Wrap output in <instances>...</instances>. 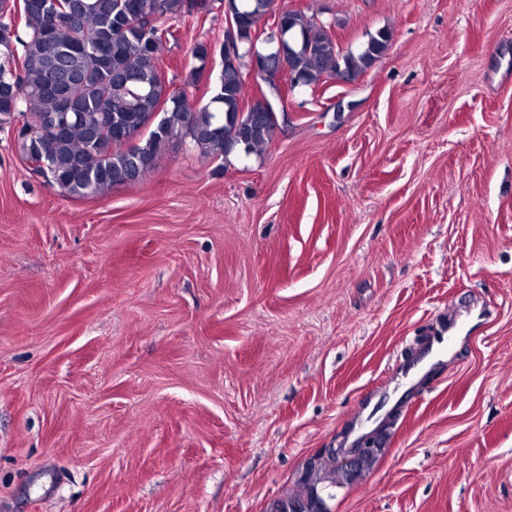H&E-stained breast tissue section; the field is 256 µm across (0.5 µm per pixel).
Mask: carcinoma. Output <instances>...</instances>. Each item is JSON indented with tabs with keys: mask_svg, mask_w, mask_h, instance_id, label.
I'll return each instance as SVG.
<instances>
[{
	"mask_svg": "<svg viewBox=\"0 0 512 512\" xmlns=\"http://www.w3.org/2000/svg\"><path fill=\"white\" fill-rule=\"evenodd\" d=\"M215 0H0V17L20 14L21 26L0 22V129L15 114L27 116L17 143L23 158L48 165L45 178L75 198L102 195L115 185L145 180L159 154L189 142L206 159L248 155L267 145L277 128L272 97L247 101L244 65L223 61L209 100L191 105L171 90L161 48L173 36L166 22L206 16ZM241 39L271 6L270 0H230ZM278 22L294 39L286 60L308 88L335 75L355 77L388 50L390 34L379 30L358 50H343L330 26L300 9L282 10ZM215 44L191 49L198 65L189 83L200 81ZM70 95L77 116L48 138L43 128ZM162 113L151 120L157 104ZM335 460L308 461L297 495L274 502L268 512H328L318 484L336 485Z\"/></svg>",
	"mask_w": 512,
	"mask_h": 512,
	"instance_id": "carcinoma-1",
	"label": "carcinoma"
}]
</instances>
